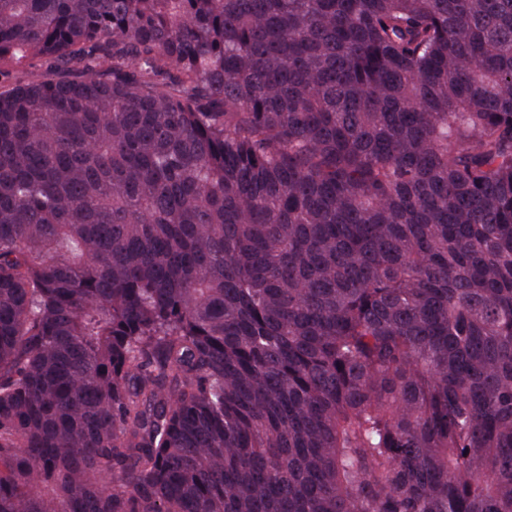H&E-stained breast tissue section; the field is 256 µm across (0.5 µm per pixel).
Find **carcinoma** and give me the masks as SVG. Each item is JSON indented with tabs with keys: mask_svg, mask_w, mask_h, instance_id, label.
I'll return each mask as SVG.
<instances>
[{
	"mask_svg": "<svg viewBox=\"0 0 512 512\" xmlns=\"http://www.w3.org/2000/svg\"><path fill=\"white\" fill-rule=\"evenodd\" d=\"M0 512H512V0H0Z\"/></svg>",
	"mask_w": 512,
	"mask_h": 512,
	"instance_id": "1",
	"label": "carcinoma"
}]
</instances>
